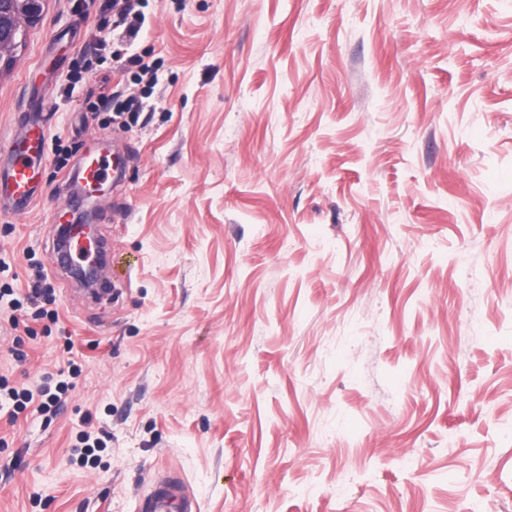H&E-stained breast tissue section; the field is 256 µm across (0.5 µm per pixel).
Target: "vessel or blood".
Returning <instances> with one entry per match:
<instances>
[{
	"mask_svg": "<svg viewBox=\"0 0 512 512\" xmlns=\"http://www.w3.org/2000/svg\"><path fill=\"white\" fill-rule=\"evenodd\" d=\"M51 116L46 112H17L13 124L20 134L0 137V214L16 216L25 211L42 185L47 159V128ZM80 172L86 186L106 183L112 175V161L104 155H86ZM137 512H198L195 498L183 478L174 471L157 476L143 494Z\"/></svg>",
	"mask_w": 512,
	"mask_h": 512,
	"instance_id": "1",
	"label": "vessel or blood"
}]
</instances>
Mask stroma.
<instances>
[{"instance_id":"35a3bbf8","label":"stroma","mask_w":512,"mask_h":512,"mask_svg":"<svg viewBox=\"0 0 512 512\" xmlns=\"http://www.w3.org/2000/svg\"><path fill=\"white\" fill-rule=\"evenodd\" d=\"M142 2L129 127L60 97L79 65L115 87L71 0L0 68V133L42 104L73 163L127 156L109 293L59 264L67 172L0 219V285L49 284L0 374L82 368L58 414L0 416V512H136L166 469L199 512H512V0ZM92 434L89 431H85L80 435V443L83 446H78L74 448V453L78 454L77 461L80 465H87L88 463L94 464L98 458L95 452H101L104 448H106L104 441L101 438H93L91 440Z\"/></svg>"}]
</instances>
